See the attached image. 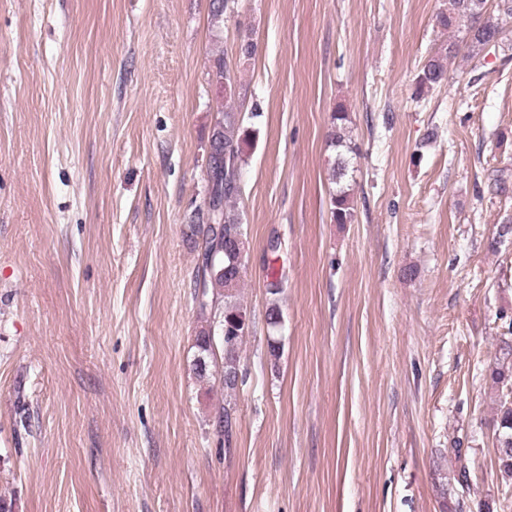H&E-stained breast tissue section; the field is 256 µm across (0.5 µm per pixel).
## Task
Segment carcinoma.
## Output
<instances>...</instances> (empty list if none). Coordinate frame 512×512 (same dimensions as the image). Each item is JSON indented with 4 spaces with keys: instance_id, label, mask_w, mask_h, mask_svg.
Here are the masks:
<instances>
[{
    "instance_id": "1",
    "label": "carcinoma",
    "mask_w": 512,
    "mask_h": 512,
    "mask_svg": "<svg viewBox=\"0 0 512 512\" xmlns=\"http://www.w3.org/2000/svg\"><path fill=\"white\" fill-rule=\"evenodd\" d=\"M486 0H448V12L441 13L439 23L444 28L454 30L457 35L437 48L422 63L415 78L414 99L419 100L426 92L441 85L447 77L448 60L460 53V44L470 51L491 44L492 39L502 34L498 23L489 17L482 18ZM235 0H209V17L214 21H224V15L234 9ZM207 77L209 81L229 82L235 80L231 74L224 51L213 52L208 59ZM259 113L240 112L231 104L216 110L211 127L210 140L224 144L233 154V162L224 160L218 152L208 161V180L205 181L212 193L220 196V209L216 212L198 209L188 218L185 235L191 242L194 252L204 248L213 254L212 265L195 272L191 282L192 299L197 317L205 326L196 336L197 354L193 367L197 376L206 379L214 372H220L224 392L235 393L240 373V349L244 332L238 327L240 318L246 312L238 301L237 288L242 279V264L239 258L245 249V232L234 200L242 195V167L245 162V149L252 131L244 125L245 119H255ZM347 115L336 108L331 116L330 147L336 150L337 172L334 183L339 185L331 194V218L338 224H349L354 219V208L349 189L340 186L344 176L348 156L357 152L358 147L347 134ZM229 325L236 326L234 349L224 351V341L220 332ZM234 410L231 405L221 406L216 411L214 431L217 441H227L232 435ZM498 435L500 469L504 476L512 479V400L507 394L499 397L495 419Z\"/></svg>"
}]
</instances>
